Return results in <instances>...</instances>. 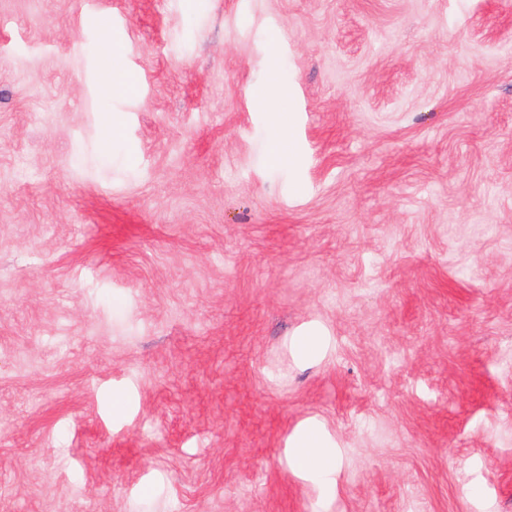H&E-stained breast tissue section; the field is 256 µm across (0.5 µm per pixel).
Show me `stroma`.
<instances>
[{
  "label": "stroma",
  "mask_w": 512,
  "mask_h": 512,
  "mask_svg": "<svg viewBox=\"0 0 512 512\" xmlns=\"http://www.w3.org/2000/svg\"><path fill=\"white\" fill-rule=\"evenodd\" d=\"M0 512H512V0H0ZM325 344L322 330L315 325L303 327L292 342V349L296 356L304 362L318 356ZM333 447L323 427L314 421L305 422L288 441L293 467L321 477H331L336 472V455L326 449Z\"/></svg>",
  "instance_id": "35a3bbf8"
}]
</instances>
